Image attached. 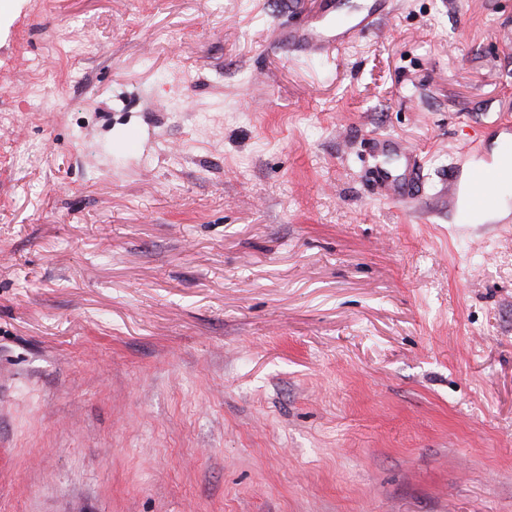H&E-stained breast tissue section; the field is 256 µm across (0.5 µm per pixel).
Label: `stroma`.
<instances>
[{
  "mask_svg": "<svg viewBox=\"0 0 512 512\" xmlns=\"http://www.w3.org/2000/svg\"><path fill=\"white\" fill-rule=\"evenodd\" d=\"M0 13V512H512V0ZM417 152L423 200L375 190ZM353 5L344 0H320L318 10L302 16L281 36L285 47L309 57H322L327 44L336 48L372 31L377 19L389 13L393 0H366ZM512 184V165L507 171L496 168L493 163L472 167L464 183L453 181L450 186V203L463 205V216L468 224H482L501 206L500 190Z\"/></svg>",
  "mask_w": 512,
  "mask_h": 512,
  "instance_id": "1",
  "label": "stroma"
}]
</instances>
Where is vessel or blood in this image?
<instances>
[{"label": "vessel or blood", "mask_w": 512, "mask_h": 512, "mask_svg": "<svg viewBox=\"0 0 512 512\" xmlns=\"http://www.w3.org/2000/svg\"><path fill=\"white\" fill-rule=\"evenodd\" d=\"M393 0H363L352 4L351 0H320L317 11L302 16L298 22L284 31V46L303 52L310 57L323 56L327 44L343 47L372 31L377 19L388 14ZM408 176L402 185H394L387 175L381 174L377 182L385 196L393 200L416 196L421 183V165L414 155H406ZM512 184V168L500 170L493 163L472 167L464 183H451L450 201L463 206L466 223L480 224L499 210L500 190Z\"/></svg>", "instance_id": "obj_1"}]
</instances>
